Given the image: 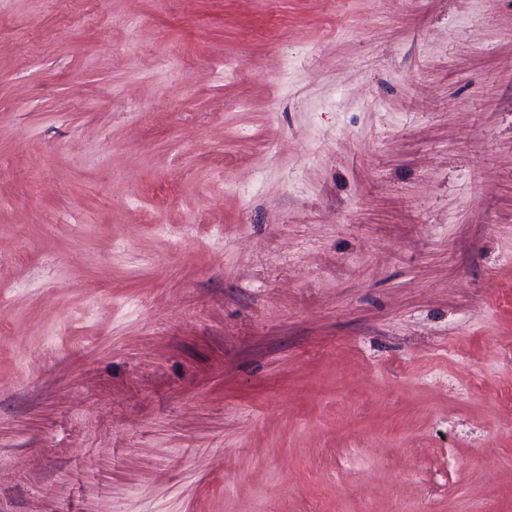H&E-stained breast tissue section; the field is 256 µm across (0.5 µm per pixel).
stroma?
I'll return each instance as SVG.
<instances>
[{"mask_svg":"<svg viewBox=\"0 0 512 512\" xmlns=\"http://www.w3.org/2000/svg\"><path fill=\"white\" fill-rule=\"evenodd\" d=\"M0 512H512V0H0Z\"/></svg>","mask_w":512,"mask_h":512,"instance_id":"stroma-1","label":"stroma"}]
</instances>
